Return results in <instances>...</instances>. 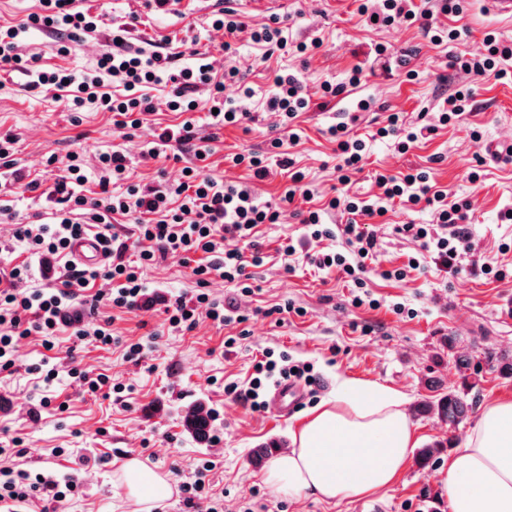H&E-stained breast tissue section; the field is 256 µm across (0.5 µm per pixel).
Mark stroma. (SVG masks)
<instances>
[{"mask_svg": "<svg viewBox=\"0 0 512 512\" xmlns=\"http://www.w3.org/2000/svg\"><path fill=\"white\" fill-rule=\"evenodd\" d=\"M76 7L98 16L92 38L71 43L68 54L60 55L50 32L32 29L21 38V53L36 57L46 69L79 72L90 68L113 31L123 28L132 48L166 53L180 47L179 60L169 65L175 73L193 64V52L199 49L207 52L215 71L233 65L244 75L255 92L250 102L254 118L214 128L207 118L205 93H198L195 111L172 112L166 106L168 85H158L151 92L152 126L192 121L196 137L211 138L212 151L201 161L185 145L177 158L154 159L147 153L148 135L127 136L111 113L91 104L69 111L53 93L32 87L27 73L0 67V137L17 140L12 164L0 163V206L11 208L0 215V289L9 287L11 269L29 258L24 244L13 238L16 226L54 213L49 194L60 174L57 162L71 153L81 155L91 177L97 173L99 155L120 148L133 183L150 185L162 177L173 181L183 168L199 166L217 181L242 184L259 199L278 201L290 184L287 175L275 170L259 180L245 167L232 165L229 157L271 154L272 129L279 117L265 111L263 100L280 70L299 75L310 97L308 109L294 121L300 139L286 146L313 196L310 202H298V209L323 208L332 196L336 144L327 130L348 120L356 98L368 97L371 109L362 114L354 133L370 138L393 112L401 113L407 124L428 125L432 131L405 154L392 142L370 138L363 169L353 177V191L364 197L378 194L373 180L378 171L432 168L449 199L471 203V248L452 270L433 264L409 269L408 258L417 245L395 234L393 227L428 224L433 217L419 206L395 205L368 226L377 240L376 257L363 274L371 301L356 306L351 302L352 282L336 269L316 271L302 257L288 262L278 251L286 238L305 242L313 252L339 248L342 239L335 229L343 222L340 213L326 211L323 220L330 234L314 239L287 209L278 223L257 228L263 261L249 269L252 295H240L235 285L216 275L206 287L217 300L236 299L245 316L242 322L224 325L203 317L193 330L177 331L169 328L160 310L125 312L103 301L84 310V322L91 328L107 326L116 343L79 340L69 327L50 338L19 337L14 366L0 370V399L5 402L0 443L8 447L0 454V474L25 471L59 481L78 478L79 487L64 512H146V504L130 498L118 479L119 467L134 457L167 480L171 493L160 503L162 512H184L178 485L204 458L214 463L208 478L224 501V512L247 507L253 512H449L441 482L448 468L444 455L427 467L409 458L389 490L351 500L292 499L266 482L265 466L254 465L251 456L270 441H292L299 427L335 397L343 380L401 394L421 447L445 439L459 446L488 404L512 400V379L500 377L487 359L491 352L512 355V251L499 249L501 243H512V223L499 218L512 205V163L494 158L512 144V81L476 84L450 65L454 57L482 52L487 31L512 42V19L489 17L476 0H466L460 15L437 17L438 23L461 29V38L436 46L401 20L388 26L366 24L355 0H283L265 14L242 9L239 0H176L168 10L156 0H77ZM227 8L236 9L246 25L229 38L209 25L214 14ZM275 20L283 22L289 42L308 43L310 51L272 55L251 41L250 27ZM379 44L402 58L403 66L385 68L374 55ZM356 68L365 75L360 87L334 98L323 96V82H346ZM469 86L475 96L468 113L456 124L436 125L434 115L445 98ZM474 127L482 129V143L472 141ZM51 156L56 164H48ZM477 165L482 177L473 183L467 174ZM32 181L37 189L27 190ZM202 259L198 253L193 262ZM490 261L508 271L506 280L479 272V265ZM193 262L166 256L145 268L143 279L169 299L197 292ZM402 267L407 270L404 279L390 277V270ZM230 336L238 342L229 350L224 340ZM131 342L145 347L139 361L123 355L124 344ZM267 351H284L310 363L319 377L314 393L292 415L254 412L224 393L228 383L247 386L255 363ZM458 352L470 355L480 372L471 391L475 408L451 430L413 409L422 400L461 389L453 361ZM49 368L57 369L58 377L47 384L42 372ZM82 372L103 374L111 383L124 385L123 398L114 399L106 390L86 393L78 378ZM45 396L51 404L44 409L39 401ZM196 403L204 404L212 417L203 441L183 426L185 412Z\"/></svg>", "mask_w": 512, "mask_h": 512, "instance_id": "1", "label": "stroma"}]
</instances>
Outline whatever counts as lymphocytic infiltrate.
<instances>
[{"mask_svg":"<svg viewBox=\"0 0 512 512\" xmlns=\"http://www.w3.org/2000/svg\"><path fill=\"white\" fill-rule=\"evenodd\" d=\"M40 5V12L29 14L21 27L0 29V66L32 70L33 83L38 87L70 89L72 110L90 103L111 113L117 125L137 130L154 110L150 89L165 82L171 86L167 102L170 111L195 110L198 103L194 94L204 85L209 89L208 102L213 109L208 116L210 125L218 128L233 125L248 116L247 103L254 95L253 89L242 84L236 68L225 69L219 76L203 57L173 74L167 69L170 56L155 50L133 52L127 43L114 41L99 53L88 71L79 74L31 68L18 51L21 31H64L70 37L79 38L97 29L95 16L77 10L73 0H40ZM462 10V0H440L435 10H413L409 0H360L357 8L364 19L374 18L381 24L401 19L418 25L435 44L452 42L460 37L458 29L437 24V13L456 14ZM483 45L482 53L457 58L459 68L478 82L511 81L512 44L504 43L490 31L485 34ZM228 85L237 86V101L225 100L224 88ZM265 106L280 113L282 129L287 134L286 139H274L273 147H281L287 139L298 140L294 121L299 112L309 106L301 79L292 73L276 74ZM328 132L336 142L338 187L327 208L348 214L349 219L341 229L348 247L309 255L310 264L320 270L336 268L351 278L355 287H362L359 273L364 269V261L377 252L375 239L364 232L362 223L384 216L394 203L401 202L424 206L431 211L433 221L397 227V234L417 242L418 251L410 257L407 268L392 270V277L403 278L406 269L420 268L430 260L453 267L461 252L469 247L470 235L465 227L469 202L449 200L447 191L437 185L432 172L422 169H411L399 175L378 174L376 182L381 189L380 195L368 200L359 197L351 193L350 185L353 174L362 169L367 144L364 139L351 135L349 125L344 121L330 126ZM99 169L100 195L86 197L83 187L88 176L77 155L69 154L62 164L63 175L55 191L61 203L70 208V215L51 224L28 225L17 231L16 238L38 258H59L67 255L74 237L84 233L87 225L94 224L98 227L97 236L107 262L98 268L66 263L58 284L53 287L27 292L0 291L1 369L11 367L14 339L18 336H52L60 327L71 326L77 337L91 333L101 344L111 343L113 336L109 330L87 331L78 312L79 307L87 303L85 288L96 279L110 281L109 302L115 308L130 312L148 311L160 303L158 295L149 293L141 270L170 253H206V263L192 270L202 286L215 273L230 283L240 281L246 275V250L258 247L256 227L277 223L280 217L279 208L261 201L248 187L218 182L198 169L181 181L163 180L144 189L127 185L121 193L112 192L111 187L127 178L125 153L119 149L103 153L99 158ZM116 215L135 224V244H128L117 232L112 222ZM132 248L137 251L133 261L127 257ZM164 305L169 325L181 331L193 329L203 317L222 323L233 321L236 312L234 305L212 299L203 289L189 296H178ZM255 371L249 388L231 385L226 388L228 395L249 403L255 411L264 409L262 393L272 384L292 379L309 388L317 382L310 364L295 361L285 354L265 353L256 363ZM77 486V481L72 478L61 483L21 473L0 481V502L11 504L19 512L38 491L44 502L58 508Z\"/></svg>","mask_w":512,"mask_h":512,"instance_id":"obj_1","label":"lymphocytic infiltrate"}]
</instances>
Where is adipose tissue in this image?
I'll list each match as a JSON object with an SVG mask.
<instances>
[{"label": "adipose tissue", "mask_w": 512, "mask_h": 512, "mask_svg": "<svg viewBox=\"0 0 512 512\" xmlns=\"http://www.w3.org/2000/svg\"><path fill=\"white\" fill-rule=\"evenodd\" d=\"M397 393L341 382L328 407L310 417L295 446L271 463L265 479L290 497L354 499L388 490L415 446V426ZM119 480L138 502L156 503L170 489L136 459ZM443 486L450 512H512V400L485 408L463 447L448 458Z\"/></svg>", "instance_id": "1"}]
</instances>
